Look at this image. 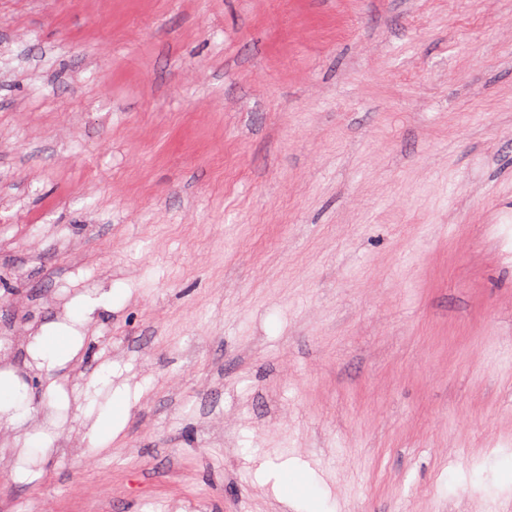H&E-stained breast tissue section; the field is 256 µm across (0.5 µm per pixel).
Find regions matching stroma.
I'll list each match as a JSON object with an SVG mask.
<instances>
[{
    "instance_id": "obj_1",
    "label": "stroma",
    "mask_w": 512,
    "mask_h": 512,
    "mask_svg": "<svg viewBox=\"0 0 512 512\" xmlns=\"http://www.w3.org/2000/svg\"><path fill=\"white\" fill-rule=\"evenodd\" d=\"M508 206L512 0H0V512H512Z\"/></svg>"
}]
</instances>
